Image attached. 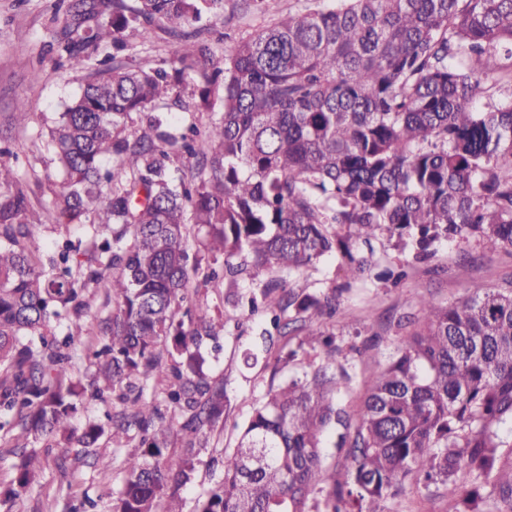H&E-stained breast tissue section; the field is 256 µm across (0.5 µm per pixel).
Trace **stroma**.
Returning a JSON list of instances; mask_svg holds the SVG:
<instances>
[{
  "mask_svg": "<svg viewBox=\"0 0 512 512\" xmlns=\"http://www.w3.org/2000/svg\"><path fill=\"white\" fill-rule=\"evenodd\" d=\"M66 10V0H0V148L7 150L6 160L24 187L27 220L40 225L38 246L45 253L59 241L84 237L78 228L65 229L47 223L45 218V208L61 181L47 131L66 104L81 93L88 77L86 70L62 65L49 51L66 22ZM267 21L258 7L245 8L235 0H226L223 14L207 21L214 62H223L225 46L254 33ZM176 46L175 38L157 29L147 39L130 37L124 60L133 66L158 67L170 59ZM22 102L28 105L30 118L17 124L10 115ZM509 278L512 256L472 240L441 248L430 262L415 265L395 286L372 278L348 281L339 260L333 257L324 259L316 269L287 277L286 284L305 285L312 290L349 285L335 317L325 320L324 328L334 334L347 356L354 381L341 399L353 405L364 377L381 369L394 355L404 333L402 323L415 319L420 297L452 303L470 296L474 289ZM252 287V281L243 278L234 285L225 282L216 288L200 289L197 295L211 315L224 318V346L220 352L208 355L207 364L214 376L223 378L231 409L223 425L210 435L209 446L197 465L195 484L183 493L191 504L224 478L223 468L210 467V457L234 447L253 405L266 393L270 382L281 383L298 376L306 360L301 354L285 365L279 359L281 348L260 351L257 335L262 314H243L227 300L228 295L247 293ZM249 353L255 354V361H246ZM97 452L103 464L93 468L65 460L64 448L42 449L40 480L15 502L12 512H62L67 505L113 512L122 482L112 460L125 457L129 450L114 447L106 434L99 440Z\"/></svg>",
  "mask_w": 512,
  "mask_h": 512,
  "instance_id": "stroma-1",
  "label": "stroma"
}]
</instances>
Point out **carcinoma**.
Here are the masks:
<instances>
[{"instance_id": "obj_1", "label": "carcinoma", "mask_w": 512, "mask_h": 512, "mask_svg": "<svg viewBox=\"0 0 512 512\" xmlns=\"http://www.w3.org/2000/svg\"><path fill=\"white\" fill-rule=\"evenodd\" d=\"M278 16L225 50L213 67L198 26L224 0H70L56 52L90 71L50 130L64 175L47 221L81 225L43 262L40 225L0 163V447L17 457L11 503L36 481L40 452L61 444L94 454L105 427H72L85 387L75 371L87 317L98 320L91 396L112 407V443L137 441L122 462L115 512H184L207 433L224 423V383L206 367L224 319L189 298L190 280L267 275L264 344L290 328L315 357L299 377L270 384L224 455V480L195 512H384L406 488L435 487L456 512H512V282L466 299L419 300L421 320L351 412L352 375L321 330L336 289L287 288L284 276L336 256L353 279L371 268L382 233L419 260L444 242L478 238L512 250V99L486 106L487 80L512 75V0H336ZM181 39L168 67L98 65L95 54L153 27ZM200 84L184 112L221 117L172 135L127 132L134 115ZM194 160L188 182L172 156ZM77 332L45 336L51 320ZM152 389V397L144 393ZM184 457L168 454L171 435ZM345 450L343 482L325 464ZM500 506L484 509L483 479ZM325 493L324 508L309 501Z\"/></svg>"}]
</instances>
